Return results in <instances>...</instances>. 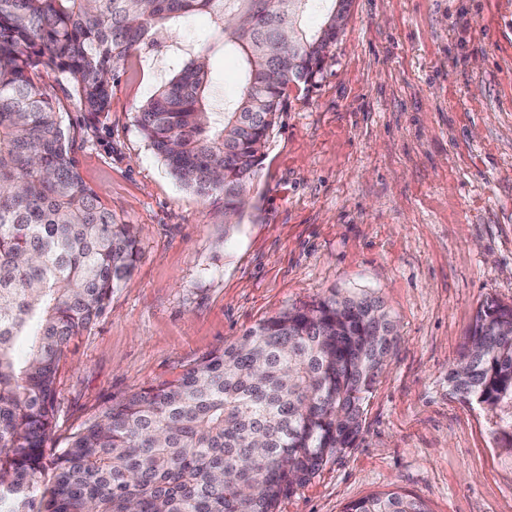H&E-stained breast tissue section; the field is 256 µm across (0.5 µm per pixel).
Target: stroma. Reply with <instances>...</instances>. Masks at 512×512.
Returning <instances> with one entry per match:
<instances>
[{"mask_svg":"<svg viewBox=\"0 0 512 512\" xmlns=\"http://www.w3.org/2000/svg\"><path fill=\"white\" fill-rule=\"evenodd\" d=\"M198 14L146 42L81 112L44 77L84 181L140 258L57 373L48 454L114 399L181 374L263 319L331 289L367 291L398 342L353 447L275 512H343L396 491L428 512H512V450L448 393L477 308L512 305V0H352L320 74L290 87L240 218L185 190L142 137L139 108L203 40Z\"/></svg>","mask_w":512,"mask_h":512,"instance_id":"obj_1","label":"stroma"}]
</instances>
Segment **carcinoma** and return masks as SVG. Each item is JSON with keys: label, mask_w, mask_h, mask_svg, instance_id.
<instances>
[{"label": "carcinoma", "mask_w": 512, "mask_h": 512, "mask_svg": "<svg viewBox=\"0 0 512 512\" xmlns=\"http://www.w3.org/2000/svg\"><path fill=\"white\" fill-rule=\"evenodd\" d=\"M329 2L311 30L309 0H0V512H275L355 443L397 338L379 297L333 290L112 401L45 464L59 365L140 247L81 178L43 75L71 76L80 108L100 116L114 73L150 36L209 15L211 34L181 49L137 123L172 176L224 200L231 220L288 89L336 42ZM218 48L242 61L234 97H217ZM448 390L492 412L512 447V305H480ZM344 512L429 510L392 491Z\"/></svg>", "instance_id": "carcinoma-1"}]
</instances>
